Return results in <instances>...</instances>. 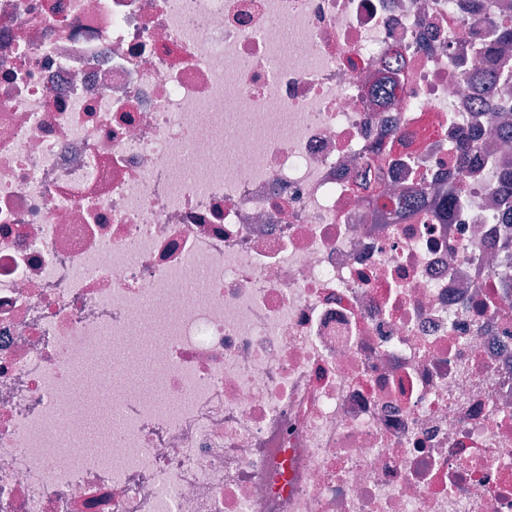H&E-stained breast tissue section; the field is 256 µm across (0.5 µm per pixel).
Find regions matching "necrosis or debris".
<instances>
[{"mask_svg":"<svg viewBox=\"0 0 512 512\" xmlns=\"http://www.w3.org/2000/svg\"><path fill=\"white\" fill-rule=\"evenodd\" d=\"M510 20L0 0V512H512ZM493 30L489 33L490 40L484 39L481 53L487 63H492L493 58L501 49L502 45L512 43V23L500 22L491 23Z\"/></svg>","mask_w":512,"mask_h":512,"instance_id":"1","label":"necrosis or debris"}]
</instances>
